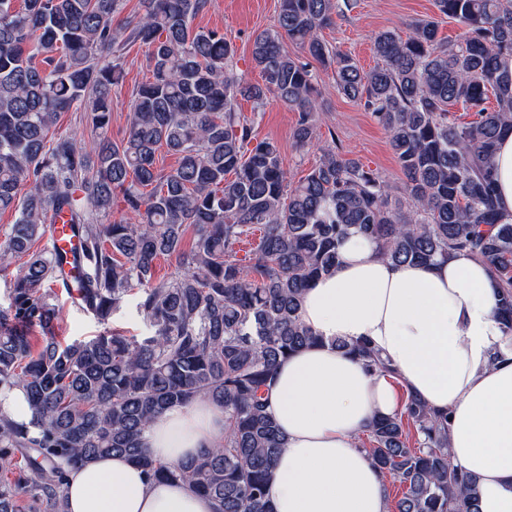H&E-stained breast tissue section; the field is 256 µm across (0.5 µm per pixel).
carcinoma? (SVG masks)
I'll return each mask as SVG.
<instances>
[{
	"label": "carcinoma",
	"instance_id": "1",
	"mask_svg": "<svg viewBox=\"0 0 512 512\" xmlns=\"http://www.w3.org/2000/svg\"><path fill=\"white\" fill-rule=\"evenodd\" d=\"M120 2L0 0V212L15 214L0 234V267L26 258L0 308V390L23 389L33 414L26 424L0 411V456L23 459L0 472V512H65L67 470L112 452L150 479L209 496L215 512H272L266 485L284 439L265 393L281 359L321 342L300 319L301 300L336 267L350 230L394 263L459 251L483 260L512 332V221L496 206L493 170L497 142L512 131V0H435L461 39L438 38L433 18L404 37L381 31L382 63L368 72L318 37L335 0H280L275 28L253 38L257 83L228 69L234 47L224 35L193 28L208 0H140L114 27ZM287 39L335 66L338 89L388 132L412 211L334 148L291 188L278 146L252 143L238 101L258 109L271 96L298 112L296 148L311 142L315 87ZM121 42L147 46L150 76L115 141L112 88L124 69L109 56ZM457 107L472 121L456 123ZM71 111L89 114L91 141L54 139ZM162 149L177 158L169 171L159 166ZM53 218L69 225L68 254L34 249ZM255 231L245 263L239 246ZM162 257L176 271L158 280ZM59 280L72 281L77 303L101 321L132 301L150 335L61 341L50 291ZM336 348L374 374L391 372L366 341ZM198 396L224 409V441L177 466L153 458L144 432ZM447 429V416L413 396L372 422L366 452L399 483L396 512H479L476 482L453 465Z\"/></svg>",
	"mask_w": 512,
	"mask_h": 512
}]
</instances>
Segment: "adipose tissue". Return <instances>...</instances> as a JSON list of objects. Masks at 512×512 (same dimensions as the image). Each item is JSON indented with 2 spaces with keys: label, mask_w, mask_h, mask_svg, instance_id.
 <instances>
[{
  "label": "adipose tissue",
  "mask_w": 512,
  "mask_h": 512,
  "mask_svg": "<svg viewBox=\"0 0 512 512\" xmlns=\"http://www.w3.org/2000/svg\"><path fill=\"white\" fill-rule=\"evenodd\" d=\"M336 270L306 292L303 323L321 345L282 360L268 409L286 438L267 496L273 512H389L382 473L358 444L405 395L448 417L455 466L471 475L480 512H512V333L499 320L490 267L464 252L430 265L396 264L350 233ZM369 339L393 372L374 375L336 348ZM224 440V411L207 397L158 416L143 436L178 465ZM177 481L148 479L126 456L104 455L67 474L66 512H214Z\"/></svg>",
  "instance_id": "1"
}]
</instances>
